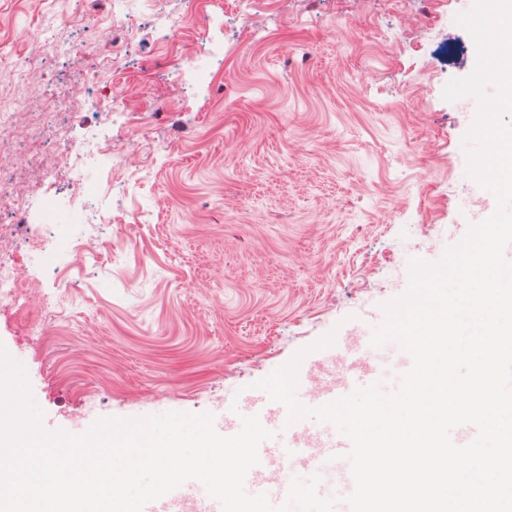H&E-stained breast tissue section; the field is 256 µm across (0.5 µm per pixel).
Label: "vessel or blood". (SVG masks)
<instances>
[{
    "label": "vessel or blood",
    "instance_id": "b4317fda",
    "mask_svg": "<svg viewBox=\"0 0 512 512\" xmlns=\"http://www.w3.org/2000/svg\"><path fill=\"white\" fill-rule=\"evenodd\" d=\"M382 321V316L374 315L361 322L346 338L344 358L327 352L299 379L297 397L304 406L316 408L376 382L385 391L397 387V372L407 371L412 360L397 343L372 346V332ZM285 412L284 405L259 390L239 400L234 412L214 416V427L224 436L239 431L241 416L256 414L271 433L259 447L258 464L246 476L247 493L266 495L272 505L279 506L286 500L291 479L317 475L321 478L317 491L321 497L335 499L334 512H350L346 498L354 489L353 477L335 475L336 461L350 451V440L327 422L312 425L302 419L287 424ZM143 512H222V506L200 481L192 479L147 503Z\"/></svg>",
    "mask_w": 512,
    "mask_h": 512
}]
</instances>
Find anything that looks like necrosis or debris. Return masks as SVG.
<instances>
[{
    "mask_svg": "<svg viewBox=\"0 0 512 512\" xmlns=\"http://www.w3.org/2000/svg\"><path fill=\"white\" fill-rule=\"evenodd\" d=\"M123 0H112V9L105 14H52L46 23L47 37L42 46L47 51L64 55L82 66L87 82L96 90L94 101L82 93L68 90L47 92L38 106H31L32 79L37 71L35 58L15 62L12 93L0 97V141L12 144L13 151L0 156V212H7L11 223L0 222V304L25 313L31 297V284L37 283V269L45 264L48 249L72 258L95 250L92 238L73 237L55 232L46 233V220L61 208L55 197L37 196L35 190L22 184L16 171L23 162L38 158L46 136L61 142L60 167L71 181L72 198L67 210L72 224H107L111 218L102 203L112 191L108 182L95 180L88 170L90 159L124 164L125 156L115 155L111 140L93 132L77 138L71 135L62 115L95 105L105 120L123 117L126 125L147 127L146 114L128 113L123 97L112 85L114 75L121 72L125 60L140 43V29L131 23L122 7ZM90 27L97 31L96 42L59 41L54 32L61 27ZM26 225V235H19L17 225Z\"/></svg>",
    "mask_w": 512,
    "mask_h": 512,
    "instance_id": "necrosis-or-debris-1",
    "label": "necrosis or debris"
}]
</instances>
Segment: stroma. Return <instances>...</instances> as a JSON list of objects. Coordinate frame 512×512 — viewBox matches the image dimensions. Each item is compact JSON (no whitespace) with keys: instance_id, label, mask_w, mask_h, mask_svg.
Here are the masks:
<instances>
[{"instance_id":"obj_1","label":"stroma","mask_w":512,"mask_h":512,"mask_svg":"<svg viewBox=\"0 0 512 512\" xmlns=\"http://www.w3.org/2000/svg\"><path fill=\"white\" fill-rule=\"evenodd\" d=\"M474 0H200L199 45L171 31L185 0L142 28L116 86L148 112L138 156L111 174L113 223L65 225L96 243L141 222L122 250L71 272L56 306H0V345L25 367L47 430L74 421L231 408L334 331L404 294L410 262L438 261L483 200L455 146L476 114L445 100L476 63L455 21ZM55 0H0V76L39 59L34 94L81 88L41 53ZM43 321L45 350L27 325Z\"/></svg>"}]
</instances>
